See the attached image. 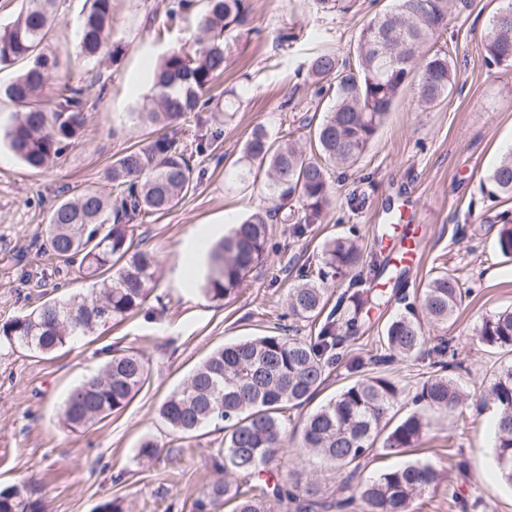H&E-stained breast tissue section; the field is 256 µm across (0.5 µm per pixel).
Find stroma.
Instances as JSON below:
<instances>
[{
  "label": "stroma",
  "mask_w": 512,
  "mask_h": 512,
  "mask_svg": "<svg viewBox=\"0 0 512 512\" xmlns=\"http://www.w3.org/2000/svg\"><path fill=\"white\" fill-rule=\"evenodd\" d=\"M172 0H112L113 39L122 51L97 66L76 49V30L86 0H59L46 51L57 57L51 90L67 84L87 87L89 112L82 137L51 170L35 172L0 145V324L31 310L42 294L65 297L90 286L77 267L66 279L53 271V256L41 243L48 212L61 197L88 188L111 192L106 172L131 137H148L149 128L130 132L129 113L151 88L150 75L170 50L192 49L205 0L178 23H170ZM256 28L250 37L228 32L233 48L220 88L233 91L232 115L216 123L224 99L209 111L191 113L180 127L185 140L213 130L222 135L216 148L194 157V188L171 210L151 216L136 230L143 249L159 266L143 305L118 323L43 355L0 348V483H27L42 512H96L120 499L126 512H192V501L216 478L209 458L224 433L208 426L196 436L176 440L158 416L163 400L214 349L275 329L301 265L319 268L325 241L356 228L366 255L384 258L382 241L405 233L419 244L420 259L407 269L401 289L419 295L430 277L447 272L468 290L455 316L443 324H425L432 342L453 341L466 368L452 374L464 397L461 411L428 413L431 426L416 447L389 454L374 447L361 471L370 476L411 460L430 463L441 475L437 487L414 502V512H462L482 498L483 512H512V486L495 462L494 405L476 408L489 375L512 354L494 351L474 333L483 318L512 310V257L500 254L496 234L504 214L512 215V197L489 198L482 182L512 148V67L487 65L483 39L499 0H470L452 15L437 46L453 55L458 84L434 107L421 104L414 90L398 99L362 161L335 170L330 178L333 204L321 224L294 236L288 225L270 227L269 258L238 293L213 301L183 284L185 242L200 224L235 223L265 207L263 180L246 185L234 178L235 162L247 136L263 125L279 136L293 135L310 150L309 118L329 108L328 91L308 77L309 62L324 51L354 62L363 25L389 0H354L343 15L315 12L312 0H248ZM28 283H21V276ZM396 302L370 310L361 332L347 339L340 361L331 367L322 404L355 380L358 373H384L402 386L399 413L412 410L413 396L430 369L421 361L377 366L378 333L402 313ZM140 351L149 361V377L126 409L75 432L57 424L69 391L96 373L107 349ZM305 408L286 410L283 479L320 494L336 495L348 472L318 461L299 448L295 431ZM147 439L158 442L152 459L139 456Z\"/></svg>",
  "instance_id": "35a3bbf8"
}]
</instances>
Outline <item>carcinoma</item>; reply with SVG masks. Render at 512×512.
Listing matches in <instances>:
<instances>
[{"instance_id":"obj_1","label":"carcinoma","mask_w":512,"mask_h":512,"mask_svg":"<svg viewBox=\"0 0 512 512\" xmlns=\"http://www.w3.org/2000/svg\"><path fill=\"white\" fill-rule=\"evenodd\" d=\"M317 11L344 14L352 0H313ZM391 9L372 17L361 29L356 64L339 63L334 52L316 56L309 66L314 82L334 80V101L316 123L313 136L318 157L306 156L297 142L252 129L237 161V178L265 172L269 206L242 219L224 239L211 246L207 273L199 287L212 300L235 295L249 274L268 259L269 224H289L300 236L306 227L323 222L331 206L330 168H349L367 152L395 102L409 85L432 106L448 96L456 83L450 51L434 48L433 40L448 26L450 0H392ZM56 0H28L16 19L0 27V69L23 65L6 86L5 95L20 111L5 126L3 142L27 168H52L81 136L87 122L85 87L67 85L48 95L56 59L44 53ZM201 36L187 52L164 55L152 73L153 94L136 112L132 125L150 126L152 134L112 160L107 177L116 194L105 196L88 188L62 198L49 214L43 249L65 265L79 264L84 278L103 288L67 298H47L32 311L0 325V344L42 354L55 353L77 336L123 320L138 310L154 279L157 256L138 249L134 240L139 218L170 210L193 188V155L209 143L196 139L195 151L176 138L175 127L192 112H202L207 92L224 74L230 46L224 33L249 36L251 26L244 0H207L199 21ZM79 53L89 60L112 59V0H92L79 24ZM490 65L512 67V0L493 14L484 40ZM488 195H512V149L488 176ZM499 252L512 257V223L504 219L496 238ZM324 265L313 273L298 271L299 283L287 296L288 315L319 321L315 335L301 339L278 332L251 336L213 350L161 404L159 416L168 430L188 437L204 426L224 423L223 447L212 456L213 469L224 475L207 485L193 502V512H413L417 495L440 481L431 465L403 464L368 478L356 479L360 461L377 440L391 454L413 448L429 427L417 411L393 420L402 390L393 380L369 373L308 413L299 424L300 447L339 468H351L349 495L321 501L312 491L301 493L271 477L282 467L285 428L281 414L310 403L321 391L328 369L339 359L341 332L360 331L359 313L378 304L383 294L353 293L343 297L346 309L326 310L328 290L365 265L374 277L399 286L403 272L389 262L367 261L357 240L336 236L324 249ZM458 278L441 272L432 277L418 304L404 303L405 313L386 322L378 337L383 353L375 361L428 359L434 374L413 399L432 410L456 409L461 395L448 372L459 367L449 356L447 341L429 346L420 311L431 323L450 321L462 302ZM486 346L512 352V311L486 318L476 329ZM148 359L134 350L109 351L103 367L73 387L63 404L59 423L75 431L124 409L144 384ZM486 399L499 408L494 424L495 460L502 479L512 485V363L493 371ZM27 489L0 487V512H34Z\"/></svg>"}]
</instances>
